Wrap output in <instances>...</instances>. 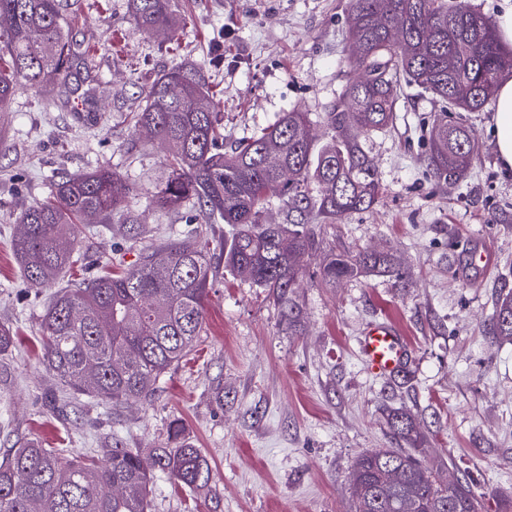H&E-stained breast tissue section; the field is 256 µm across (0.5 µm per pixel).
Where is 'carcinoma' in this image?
<instances>
[{
	"instance_id": "1",
	"label": "carcinoma",
	"mask_w": 512,
	"mask_h": 512,
	"mask_svg": "<svg viewBox=\"0 0 512 512\" xmlns=\"http://www.w3.org/2000/svg\"><path fill=\"white\" fill-rule=\"evenodd\" d=\"M173 0H131L136 29L151 34L179 24ZM348 61L361 71L322 116L326 135H311L310 113L283 112L247 139L224 144V117L205 67L180 64L158 76L145 105L128 113L136 128L168 147L167 173L153 206L198 205L204 224L188 225L163 246L141 249L138 263L59 290L41 315L44 362L72 394L101 403L149 401L162 377L186 358L206 329V305L219 269L265 288L282 320L296 317L297 257L316 250L315 225L336 224L371 208L380 174L362 138L393 124L405 87L441 104L428 131L427 164L446 184L466 177L478 156L475 131L463 119L495 98L512 74V49L492 18L470 0H350ZM77 56L60 0H0V108L16 87L56 97L77 92ZM133 187L108 166L59 177L42 201L22 210L13 240L24 277L49 285L81 263L75 228L92 216L104 224L124 214ZM284 218L268 224L269 202ZM224 225L210 247L205 226ZM407 273L389 255L334 254L322 278ZM495 339L512 340V291L490 320ZM394 434L413 431L396 411ZM173 448L145 456L119 442L95 455L44 448L30 441L0 458V512H150L156 474L191 491L206 488L211 469L200 449L171 423ZM354 512H476L466 480L439 482L409 451L387 448L352 465Z\"/></svg>"
}]
</instances>
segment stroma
<instances>
[{
  "mask_svg": "<svg viewBox=\"0 0 512 512\" xmlns=\"http://www.w3.org/2000/svg\"><path fill=\"white\" fill-rule=\"evenodd\" d=\"M348 2L174 0L178 28L143 35L130 0H62L84 53L79 94L49 105L45 93L22 87L0 110V322L14 335L0 357V455L30 440L85 454L114 439L146 454L169 447L168 425L178 419L212 480L192 493L158 476L153 512H350L354 459L406 446L441 481L469 476L478 512L512 505V342L489 333L500 290L512 289V174L497 164L489 105L465 115L479 142L469 174L442 184L426 161L439 106L405 89L393 126L367 142L382 195L342 223L317 226L322 248L300 260L293 323L267 289L224 271L197 350L165 374L150 402L107 408L72 396L43 364L40 319L55 288L22 273L12 248L21 210L58 176L106 165L133 186L145 241L166 243L195 214L150 207L167 150L127 113L164 70L193 62L207 67L225 138L250 137L281 112L320 115L356 77ZM492 213L497 223H488ZM77 236L87 276L105 259L126 267L137 259L140 243L118 227L83 224ZM476 242L494 262L474 277L463 254ZM363 249L391 255L408 284L385 274L321 280L329 255ZM381 321L409 346L392 377L374 376L357 352L361 332ZM395 411L412 418L411 440L394 435Z\"/></svg>",
  "mask_w": 512,
  "mask_h": 512,
  "instance_id": "35a3bbf8",
  "label": "stroma"
}]
</instances>
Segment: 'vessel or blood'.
<instances>
[{
    "instance_id": "1",
    "label": "vessel or blood",
    "mask_w": 512,
    "mask_h": 512,
    "mask_svg": "<svg viewBox=\"0 0 512 512\" xmlns=\"http://www.w3.org/2000/svg\"><path fill=\"white\" fill-rule=\"evenodd\" d=\"M358 346L368 369L377 376H389L402 368L407 349L400 332L388 322L369 325Z\"/></svg>"
}]
</instances>
